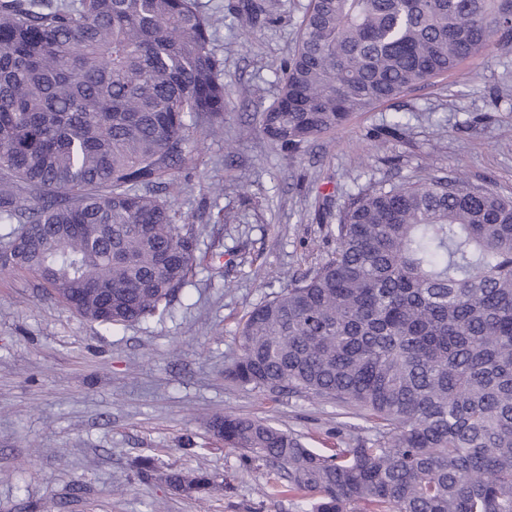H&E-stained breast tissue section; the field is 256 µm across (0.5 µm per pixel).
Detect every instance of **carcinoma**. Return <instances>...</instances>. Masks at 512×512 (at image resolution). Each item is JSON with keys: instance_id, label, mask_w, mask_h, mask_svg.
I'll return each instance as SVG.
<instances>
[{"instance_id": "1", "label": "carcinoma", "mask_w": 512, "mask_h": 512, "mask_svg": "<svg viewBox=\"0 0 512 512\" xmlns=\"http://www.w3.org/2000/svg\"><path fill=\"white\" fill-rule=\"evenodd\" d=\"M271 12L235 8L249 27ZM223 21L196 0H0L1 271L107 331L163 312L194 263L176 172L192 134L223 130ZM494 41L512 45V0H310L259 131L297 150ZM334 236L244 315L226 376L333 402L373 437L323 454L249 417L209 429L284 469L307 512H512V197L446 176L374 184Z\"/></svg>"}]
</instances>
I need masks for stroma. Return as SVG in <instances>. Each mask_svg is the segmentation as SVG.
<instances>
[{
	"instance_id": "35a3bbf8",
	"label": "stroma",
	"mask_w": 512,
	"mask_h": 512,
	"mask_svg": "<svg viewBox=\"0 0 512 512\" xmlns=\"http://www.w3.org/2000/svg\"><path fill=\"white\" fill-rule=\"evenodd\" d=\"M229 2L197 0L224 19L213 41L224 133L194 140L180 172L175 208L196 229V266L168 310L107 332L30 276L0 271V512H300L284 472L225 447L208 420L250 416L321 451L362 431L332 404L226 380L243 315L331 255L339 211L369 183L431 174L512 195V48L491 45L287 152L257 132L258 112L279 93L308 0H274L271 19L246 30ZM169 469L206 471L221 489L202 500L174 490Z\"/></svg>"
}]
</instances>
